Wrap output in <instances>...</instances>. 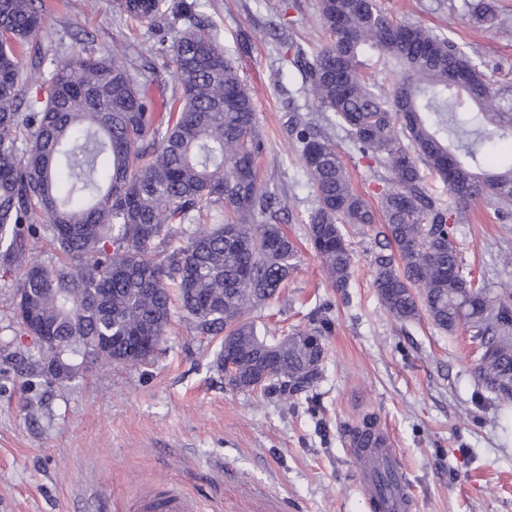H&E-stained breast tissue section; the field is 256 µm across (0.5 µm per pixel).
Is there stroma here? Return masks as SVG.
<instances>
[{
    "instance_id": "1",
    "label": "stroma",
    "mask_w": 512,
    "mask_h": 512,
    "mask_svg": "<svg viewBox=\"0 0 512 512\" xmlns=\"http://www.w3.org/2000/svg\"><path fill=\"white\" fill-rule=\"evenodd\" d=\"M200 17L229 50L256 107L261 185L293 214L299 253L280 298L262 314L270 327L303 328L325 305L331 329L322 375L293 399L232 390L216 365L218 336L175 312L150 362L99 367L83 361L58 381L42 353L18 335L10 303L17 278L0 276V512H137L139 500L175 489L201 512H369L362 465L347 426L376 414L405 470L409 512H512V406L477 408L468 337L428 318L401 322L372 286L374 232L350 238L353 276L337 293L304 237L317 205L288 133V96L327 127L325 114L272 28L282 0H197ZM397 20L440 30L512 81V0L504 24L485 30L462 15L465 0H381ZM33 44L66 52L75 39L95 51L150 54L155 34L133 30L113 0H44ZM355 190L377 204L383 169H368L345 131L327 127ZM462 258L493 293H512V219L494 204L468 203Z\"/></svg>"
}]
</instances>
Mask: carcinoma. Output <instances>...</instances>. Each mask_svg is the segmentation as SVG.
I'll return each instance as SVG.
<instances>
[{
  "label": "carcinoma",
  "instance_id": "carcinoma-1",
  "mask_svg": "<svg viewBox=\"0 0 512 512\" xmlns=\"http://www.w3.org/2000/svg\"><path fill=\"white\" fill-rule=\"evenodd\" d=\"M195 7L116 0L120 14L150 29L168 27L169 18L188 22L171 58L178 83L159 102L143 81L155 63L141 53L136 61L79 43L26 65L23 47L41 24L38 0H0V272L19 275L30 312L63 343L43 348L55 380L71 378L79 357L104 366L148 361L177 303L204 334L224 335L218 366L234 353L231 389L251 390L271 351L274 368L259 392L290 398L319 380L330 322L315 307L309 329L276 336L253 316L280 294L298 250L284 228L290 210L258 181L253 99ZM317 12L327 45L306 54L291 17L277 40L320 109L388 176L375 210L353 189L336 144L288 97L290 135L317 196L307 243L344 293L348 229L381 224L386 244L371 267L383 307L398 321L424 313L444 332L465 328L479 351L478 386L508 402L512 295H492L465 267L457 232L467 223L464 205L476 199L512 217V158L479 171L492 140L512 139V86L445 33L391 19L379 0H318ZM465 19L491 24L496 15L482 0ZM366 54L398 66L392 91L361 74ZM428 176L448 196L433 194ZM37 238L53 246L54 261L29 252ZM140 330L155 341L139 353L102 346L106 336ZM345 436L352 448L390 447L374 414Z\"/></svg>",
  "mask_w": 512,
  "mask_h": 512
}]
</instances>
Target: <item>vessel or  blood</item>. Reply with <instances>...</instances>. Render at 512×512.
<instances>
[{"label":"vessel or blood","mask_w":512,"mask_h":512,"mask_svg":"<svg viewBox=\"0 0 512 512\" xmlns=\"http://www.w3.org/2000/svg\"><path fill=\"white\" fill-rule=\"evenodd\" d=\"M357 458L371 455L379 460V467L390 477L389 489H381L373 472L363 474V492L368 500L371 512H408L409 495L403 484L404 470L395 453L389 448L355 449ZM143 512H196L192 499L176 493L163 497L149 496L142 502Z\"/></svg>","instance_id":"obj_1"}]
</instances>
